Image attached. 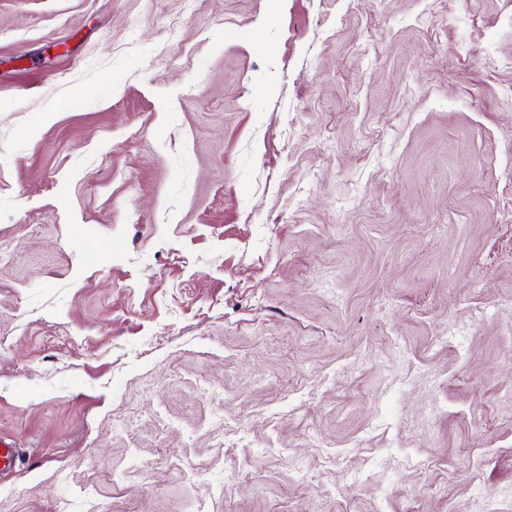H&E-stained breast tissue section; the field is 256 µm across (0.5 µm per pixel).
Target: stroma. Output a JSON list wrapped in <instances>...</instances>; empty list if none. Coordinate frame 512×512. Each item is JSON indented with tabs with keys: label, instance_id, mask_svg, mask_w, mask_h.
I'll return each mask as SVG.
<instances>
[{
	"label": "stroma",
	"instance_id": "obj_1",
	"mask_svg": "<svg viewBox=\"0 0 512 512\" xmlns=\"http://www.w3.org/2000/svg\"><path fill=\"white\" fill-rule=\"evenodd\" d=\"M0 512H512V0H0Z\"/></svg>",
	"mask_w": 512,
	"mask_h": 512
}]
</instances>
